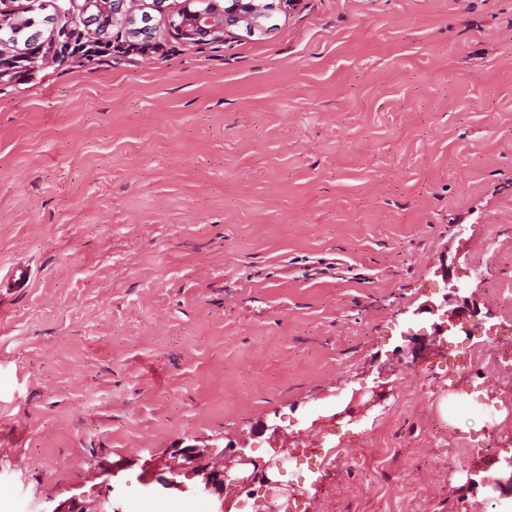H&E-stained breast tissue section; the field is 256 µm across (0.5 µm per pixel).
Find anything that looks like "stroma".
Wrapping results in <instances>:
<instances>
[{"label":"stroma","instance_id":"stroma-1","mask_svg":"<svg viewBox=\"0 0 512 512\" xmlns=\"http://www.w3.org/2000/svg\"><path fill=\"white\" fill-rule=\"evenodd\" d=\"M39 2L15 50L55 62L0 78V282L31 274L0 285V495L162 512L194 445L319 510L504 512L512 387L448 361L512 363V0H297L198 45L144 0V48ZM446 267L471 334L417 312ZM332 415L338 468L273 464ZM463 358L468 360L471 370L479 378H483L481 377L483 375L482 367L496 361L490 348L485 346H470L464 351Z\"/></svg>","mask_w":512,"mask_h":512}]
</instances>
